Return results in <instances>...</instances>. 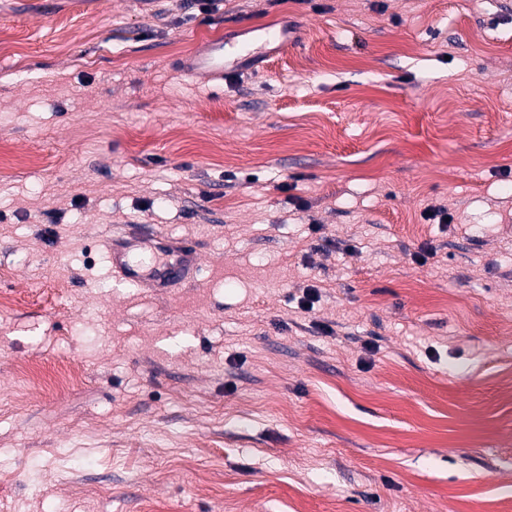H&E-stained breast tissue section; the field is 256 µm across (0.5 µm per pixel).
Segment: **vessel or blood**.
<instances>
[{
	"label": "vessel or blood",
	"mask_w": 512,
	"mask_h": 512,
	"mask_svg": "<svg viewBox=\"0 0 512 512\" xmlns=\"http://www.w3.org/2000/svg\"><path fill=\"white\" fill-rule=\"evenodd\" d=\"M290 41L287 27L276 23L259 28L251 38L226 43L207 40L204 49L184 63L191 77L212 82L267 60L271 49H283ZM105 249L113 272L125 283L140 288H178L193 281L200 267L198 253L159 232L130 228L107 236Z\"/></svg>",
	"instance_id": "vessel-or-blood-1"
}]
</instances>
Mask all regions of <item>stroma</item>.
Masks as SVG:
<instances>
[{
    "instance_id": "obj_1",
    "label": "stroma",
    "mask_w": 512,
    "mask_h": 512,
    "mask_svg": "<svg viewBox=\"0 0 512 512\" xmlns=\"http://www.w3.org/2000/svg\"><path fill=\"white\" fill-rule=\"evenodd\" d=\"M272 22L266 66L186 76ZM0 29V512H512V0H0ZM132 224L196 282L123 287Z\"/></svg>"
}]
</instances>
